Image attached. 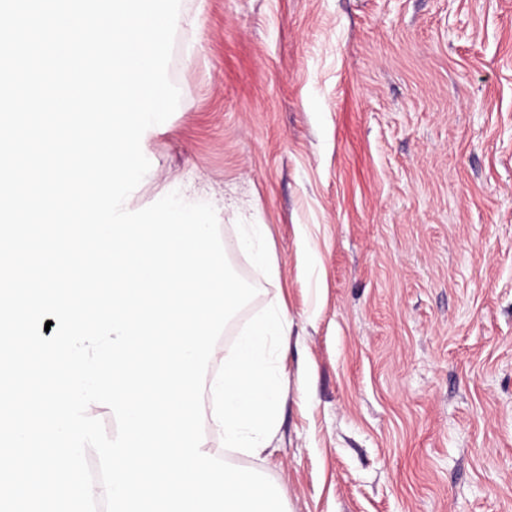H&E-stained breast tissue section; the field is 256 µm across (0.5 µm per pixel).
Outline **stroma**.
<instances>
[{
	"label": "stroma",
	"mask_w": 512,
	"mask_h": 512,
	"mask_svg": "<svg viewBox=\"0 0 512 512\" xmlns=\"http://www.w3.org/2000/svg\"><path fill=\"white\" fill-rule=\"evenodd\" d=\"M181 93L127 199L210 202L285 306L258 471L285 512H512V0H181Z\"/></svg>",
	"instance_id": "obj_1"
}]
</instances>
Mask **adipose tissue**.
Here are the masks:
<instances>
[{
	"label": "adipose tissue",
	"instance_id": "1",
	"mask_svg": "<svg viewBox=\"0 0 512 512\" xmlns=\"http://www.w3.org/2000/svg\"><path fill=\"white\" fill-rule=\"evenodd\" d=\"M288 317L276 312L240 337L233 357L213 384L218 398L214 422L224 434V445L252 455L263 453L274 430L281 399L271 379L264 349L269 337L285 335Z\"/></svg>",
	"mask_w": 512,
	"mask_h": 512
}]
</instances>
